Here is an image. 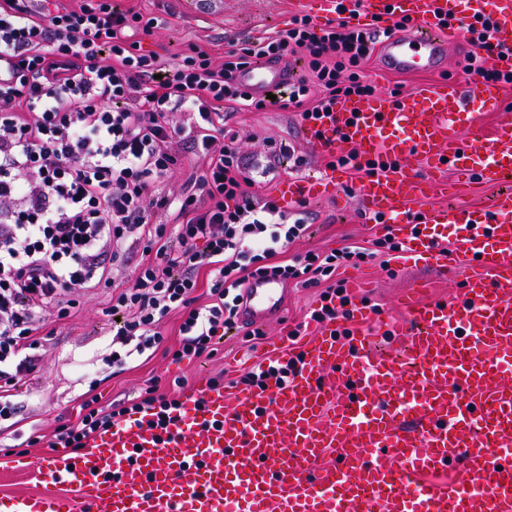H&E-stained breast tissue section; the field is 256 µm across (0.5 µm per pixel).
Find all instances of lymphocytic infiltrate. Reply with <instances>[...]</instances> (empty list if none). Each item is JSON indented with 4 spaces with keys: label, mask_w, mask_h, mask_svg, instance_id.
<instances>
[{
    "label": "lymphocytic infiltrate",
    "mask_w": 512,
    "mask_h": 512,
    "mask_svg": "<svg viewBox=\"0 0 512 512\" xmlns=\"http://www.w3.org/2000/svg\"><path fill=\"white\" fill-rule=\"evenodd\" d=\"M156 18L112 0H80L77 7L44 0H0V421L16 407L3 395L35 372L42 358L36 333L50 318H66L75 288L108 281L112 267L133 265L126 286L112 290L113 310L128 319L105 358L113 372L132 355L161 342L170 313L182 316L175 358L203 354L221 329L234 324L250 280L323 286L326 303L313 310L322 323L347 318L344 284L332 275L366 250L287 256L307 230L302 219L257 191L243 162L239 139L224 133L225 104L248 112L295 108L302 121L318 119L340 100L375 94L363 70L374 56L377 27L344 20L317 23L294 17L274 35L244 42L215 61L200 47L164 59L144 52L136 34H151ZM492 26L470 27L466 74L498 78L488 52ZM304 54L306 77L287 99L257 98L235 81L241 68ZM207 164L179 192H160L185 154ZM177 210L174 229L152 223ZM174 232L180 249L162 240ZM140 249L131 263L129 252ZM207 284L209 301L193 295ZM82 415L64 426L65 448L84 440L132 409L160 410L172 423L178 398L146 390L134 407L100 405L82 393Z\"/></svg>",
    "instance_id": "obj_1"
}]
</instances>
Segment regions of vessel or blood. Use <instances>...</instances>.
Masks as SVG:
<instances>
[{"instance_id": "obj_1", "label": "vessel or blood", "mask_w": 512, "mask_h": 512, "mask_svg": "<svg viewBox=\"0 0 512 512\" xmlns=\"http://www.w3.org/2000/svg\"><path fill=\"white\" fill-rule=\"evenodd\" d=\"M322 18L380 24L410 18V29L378 46L386 70L442 68L447 20L493 26L494 62L512 73V0H322ZM238 83L262 97L288 81L285 68L261 63ZM504 107V83L477 76L395 96L340 100L305 123L302 137L320 154L355 152L377 167L360 192L384 230L401 236L409 261L461 256L462 292L428 305L408 302V317L388 324L402 346L374 356L371 339L319 327L302 348L299 371L262 388L227 390L198 378L178 420L160 428L151 414L125 420L39 462L52 493L9 498L6 512H512V190L487 208L448 204L414 221L426 196L417 165L497 184L512 173V121L493 138L480 115ZM326 182H283L281 207L322 194ZM431 224L450 231L454 252L438 247ZM278 280L246 289L238 319L279 317ZM336 461L318 468L327 451ZM455 471L447 484L423 472Z\"/></svg>"}]
</instances>
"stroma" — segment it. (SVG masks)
Masks as SVG:
<instances>
[{"instance_id": "35a3bbf8", "label": "stroma", "mask_w": 512, "mask_h": 512, "mask_svg": "<svg viewBox=\"0 0 512 512\" xmlns=\"http://www.w3.org/2000/svg\"><path fill=\"white\" fill-rule=\"evenodd\" d=\"M120 8L137 6L158 18L159 29L141 36L143 49L166 48L168 54L187 50L189 45L222 57L225 50L244 41L285 28L292 17L317 12L318 0H112ZM468 52L456 33L448 35L443 72L398 75L370 66L367 74L382 90L401 84L409 92L437 83L442 78L462 77ZM226 128L241 137L243 155L262 168L263 191L278 196L281 182L293 175L327 177L324 156L303 141L298 130L301 119L291 110L233 113L225 110ZM303 158L294 167L295 158ZM446 191L432 192L427 207L455 203L467 208L488 206L496 195L494 187L461 182L444 174ZM361 181L345 173L333 193L308 199L302 212L308 230L288 248L289 254L328 252L347 245L370 246L383 236L364 214ZM337 278L355 290L353 305L365 304L374 316L362 329L375 336V353L396 351L400 342L381 328L385 321L406 318L407 289L420 288L419 298L429 302L450 297L462 287L466 273L453 266L423 267L389 260L387 252L366 258L360 268L339 267ZM76 306L62 319L51 340L44 345L40 367L21 381L14 391L16 423L0 435V496L47 491L34 469L40 458L55 448L61 426L79 418L80 394L94 390L101 404L136 402L149 388L156 387L183 396L199 376L224 377L232 381L266 359L284 354L289 334L314 309L320 307L316 288L289 287L282 318L269 320L258 329L232 328L215 336L212 352L173 361L178 349L179 314L168 316L162 325L163 340L148 355L133 362L120 374H112L104 359L120 324L112 314V290L105 285L77 289L71 294Z\"/></svg>"}]
</instances>
